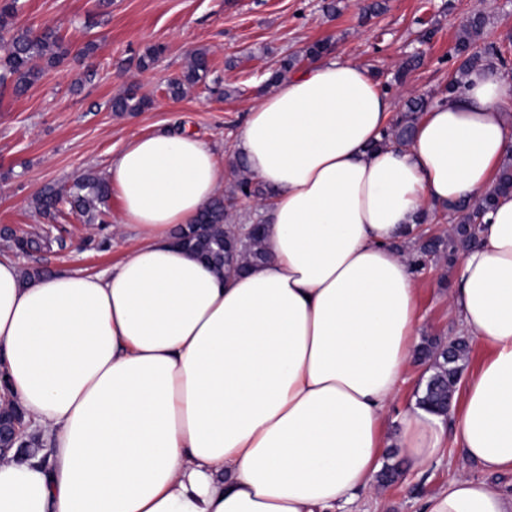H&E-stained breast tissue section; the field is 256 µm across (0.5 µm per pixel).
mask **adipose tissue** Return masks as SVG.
<instances>
[{"instance_id":"obj_1","label":"adipose tissue","mask_w":512,"mask_h":512,"mask_svg":"<svg viewBox=\"0 0 512 512\" xmlns=\"http://www.w3.org/2000/svg\"><path fill=\"white\" fill-rule=\"evenodd\" d=\"M512 77L472 71L408 146L374 149L392 106L334 57L251 108L236 151L269 192L267 260L209 269L176 243L224 184L197 136L131 138L105 177L135 247L98 273L24 279L0 260V377L45 443L0 459V512H345L379 494L385 449L414 468L446 439L512 472V193L462 254L448 310L488 350L455 429L389 411L418 347L417 281L400 247L434 207L490 193L512 153ZM424 512H512L468 475Z\"/></svg>"}]
</instances>
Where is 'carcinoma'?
I'll return each instance as SVG.
<instances>
[{"mask_svg": "<svg viewBox=\"0 0 512 512\" xmlns=\"http://www.w3.org/2000/svg\"><path fill=\"white\" fill-rule=\"evenodd\" d=\"M16 12V0H6L0 5V86H9L14 92L22 93L40 81L46 69L63 62L70 54V47L53 31L34 37L30 30L15 27L13 19ZM486 25L487 20L482 15L471 17L463 25L455 46L461 62L442 97L437 100L432 96L409 98L404 111L392 118L382 134V140L377 142L375 148H384L390 144L397 147L408 145L421 115L430 106L438 102L444 103L448 101V97L457 93L470 71L485 66L498 65L505 68L509 65L508 52L512 51V35L488 41L483 37ZM297 68V56L283 57L268 79V85L275 84ZM208 74V52L198 49L191 54L181 77L169 84L168 93L179 98L186 94L188 88L205 81ZM149 105V98L139 94L136 88L130 87L124 94L112 99L111 109L117 113L137 112ZM232 174L234 183L230 195L213 198L197 219V223L207 225L206 231L200 235L192 231L185 234L191 251L209 253L212 265L226 273L232 268L243 271L262 262L266 257L260 234L251 233L246 237H239L227 224L236 197L262 200L265 198V191L251 177L243 161L239 160L233 165ZM511 192L512 157L509 156L496 174L493 192L473 204L462 202L454 207L457 215V225L454 228L444 235L429 236L423 231L417 234L409 253L414 271H421L432 260L444 258L454 262L458 252L478 242L480 226L484 217L493 209L496 196ZM110 193L105 179L88 172L73 180L64 197L55 188H48L34 199V208L42 217L54 220L59 214L58 205L64 201L71 210L85 219V223L102 224L103 211L99 209V205L105 203ZM468 353L469 344L460 337L447 345L431 340L418 350L417 359L429 364L431 370L417 399L418 406L438 414H448L461 371L459 362Z\"/></svg>", "mask_w": 512, "mask_h": 512, "instance_id": "obj_1", "label": "carcinoma"}]
</instances>
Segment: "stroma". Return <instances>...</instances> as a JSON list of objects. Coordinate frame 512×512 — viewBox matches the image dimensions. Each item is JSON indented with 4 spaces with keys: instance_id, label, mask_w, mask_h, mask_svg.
<instances>
[{
    "instance_id": "1",
    "label": "stroma",
    "mask_w": 512,
    "mask_h": 512,
    "mask_svg": "<svg viewBox=\"0 0 512 512\" xmlns=\"http://www.w3.org/2000/svg\"><path fill=\"white\" fill-rule=\"evenodd\" d=\"M370 0H20L16 27L59 32L72 50L87 41L97 49L85 62L67 60L47 69L23 95L0 93V258L21 269L52 274L98 272L118 262L134 244L132 231H111L120 203L109 197L105 221L87 224L72 214L48 222L32 206L46 187H60L86 171L104 174L113 155L133 136L189 131L224 161L236 154L241 128L277 60L326 40L331 55L357 63L387 83L394 111L408 97L439 92L458 64L453 48L474 14L487 19L490 37L512 32V0H382L380 14L364 16ZM335 12H328V4ZM163 52L149 69L139 58L148 47ZM207 50V83L182 99L167 95L189 54ZM422 53L403 83L394 76L404 59ZM139 85L151 104L118 114L111 101ZM29 241L28 249L17 246ZM457 266L432 262L417 276L421 340L447 342L456 320L446 301ZM448 459L412 469L399 449L383 464L402 471L385 489L380 512H423L426 500L462 471L480 469L449 446Z\"/></svg>"
}]
</instances>
